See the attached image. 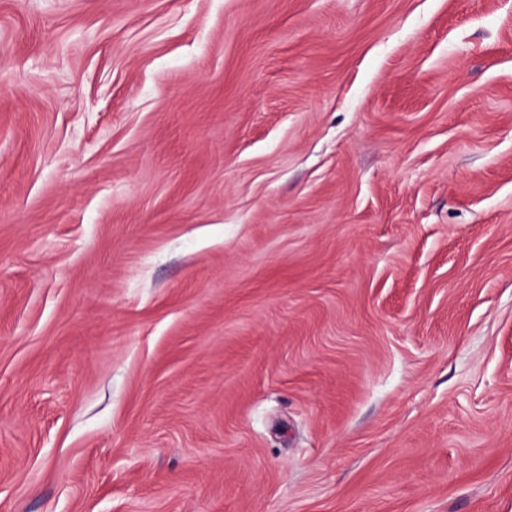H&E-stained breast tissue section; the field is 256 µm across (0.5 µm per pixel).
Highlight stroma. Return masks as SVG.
Instances as JSON below:
<instances>
[{"label":"stroma","instance_id":"stroma-1","mask_svg":"<svg viewBox=\"0 0 512 512\" xmlns=\"http://www.w3.org/2000/svg\"><path fill=\"white\" fill-rule=\"evenodd\" d=\"M0 512H512V0H0Z\"/></svg>","mask_w":512,"mask_h":512}]
</instances>
